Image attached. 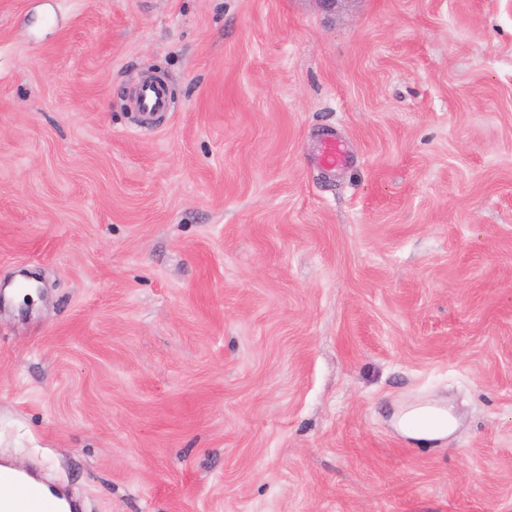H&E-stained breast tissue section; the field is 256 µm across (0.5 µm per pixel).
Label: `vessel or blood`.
I'll return each mask as SVG.
<instances>
[{
    "label": "vessel or blood",
    "mask_w": 512,
    "mask_h": 512,
    "mask_svg": "<svg viewBox=\"0 0 512 512\" xmlns=\"http://www.w3.org/2000/svg\"><path fill=\"white\" fill-rule=\"evenodd\" d=\"M138 111L152 117L168 112L169 98L165 86L157 83L141 84L134 100ZM0 485L8 493L0 497V512H80L77 501L62 504V494L37 473L0 469Z\"/></svg>",
    "instance_id": "vessel-or-blood-1"
}]
</instances>
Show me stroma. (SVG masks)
Instances as JSON below:
<instances>
[{"label":"stroma","mask_w":512,"mask_h":512,"mask_svg":"<svg viewBox=\"0 0 512 512\" xmlns=\"http://www.w3.org/2000/svg\"><path fill=\"white\" fill-rule=\"evenodd\" d=\"M24 276L0 460L86 512H512V0H0ZM138 111L152 117L169 110V98L165 86L157 83H143L136 92L134 100ZM393 421L399 432L419 441L444 439L459 427L453 408L439 402L421 403L413 408L400 406L393 413Z\"/></svg>","instance_id":"1"}]
</instances>
